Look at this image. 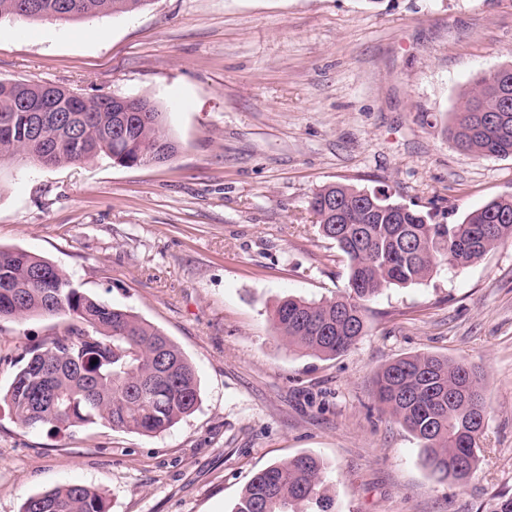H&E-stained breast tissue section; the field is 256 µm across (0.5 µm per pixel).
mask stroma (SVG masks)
<instances>
[{
    "label": "stroma",
    "mask_w": 512,
    "mask_h": 512,
    "mask_svg": "<svg viewBox=\"0 0 512 512\" xmlns=\"http://www.w3.org/2000/svg\"><path fill=\"white\" fill-rule=\"evenodd\" d=\"M512 62V0H151L92 20L0 18V80L145 96L178 153L122 167L0 165V246L35 253L86 293L168 336L198 409L156 436L97 424L49 435L0 401V512L68 483L111 512H231L245 485L300 453L327 465L336 512H482L512 494V241L368 302L366 333L331 359L288 350L268 311L331 300L346 264L308 203L344 182L455 224L512 195V157L449 139L461 96ZM52 316L0 320V392ZM478 365L488 416L465 483L427 470L378 410L389 362Z\"/></svg>",
    "instance_id": "35a3bbf8"
}]
</instances>
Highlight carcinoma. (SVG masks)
I'll list each match as a JSON object with an SVG mask.
<instances>
[{
	"label": "carcinoma",
	"instance_id": "carcinoma-1",
	"mask_svg": "<svg viewBox=\"0 0 512 512\" xmlns=\"http://www.w3.org/2000/svg\"><path fill=\"white\" fill-rule=\"evenodd\" d=\"M150 0H0V18L57 21L126 14ZM511 104L476 81L466 93L448 135L461 150L479 157L512 156V64L502 66ZM53 98L62 112L33 122L16 111L17 101ZM137 112L112 111V96L61 86L0 80V162L43 166L89 164L106 157L123 167L166 162L178 146L164 130V112L145 98ZM336 183L309 201L323 237L336 243L348 266L347 291L334 300L287 297L270 314L288 349L332 357L365 333L366 302L391 286L428 279L440 264L464 268L512 239V196H501L465 214L457 224H436L430 212L390 197ZM61 318L58 331L25 349L3 396L14 421L48 434L98 422L142 435L161 433L192 414L200 394L192 364L179 347L133 313L94 297L50 261L21 249L0 247V318ZM97 363H92V360ZM56 396L54 404L42 394ZM375 397L421 444L425 468L441 478L465 482L480 460L488 406L482 371L433 354L399 358L375 377ZM326 465L300 454L258 472L243 489L233 512H335L325 492ZM21 512H110L106 496L68 484L28 497ZM486 512H512V495L497 494Z\"/></svg>",
	"mask_w": 512,
	"mask_h": 512
}]
</instances>
